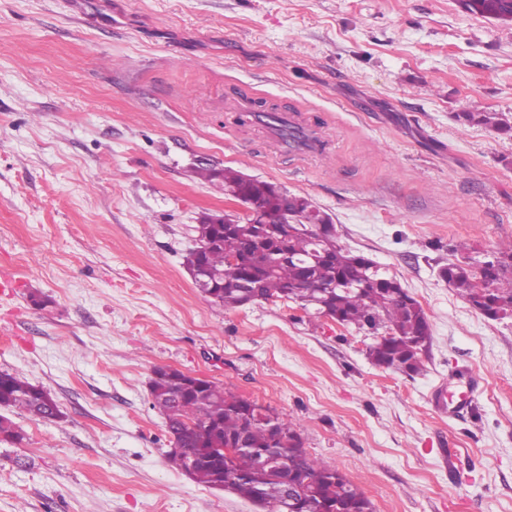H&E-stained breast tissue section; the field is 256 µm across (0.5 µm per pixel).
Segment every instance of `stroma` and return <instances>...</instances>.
I'll list each match as a JSON object with an SVG mask.
<instances>
[{
    "label": "stroma",
    "instance_id": "stroma-1",
    "mask_svg": "<svg viewBox=\"0 0 512 512\" xmlns=\"http://www.w3.org/2000/svg\"><path fill=\"white\" fill-rule=\"evenodd\" d=\"M247 100L322 153L241 121ZM459 112L512 113V22L458 0H0V371L63 413L11 412L0 512H257L169 461L161 366L297 423L374 512H512V317L438 276L459 242H512V133ZM203 165L308 198L395 277L431 326L422 372L292 302L205 301L193 227L234 203ZM275 115V119H269L264 115ZM269 134L282 141L288 147L292 148L288 151L297 156H306L307 154L317 151L320 147V140L309 132L308 127L301 125L295 118L294 114L288 112H265L259 114ZM288 126H299L300 130L295 140L285 142L281 139L280 134L282 130ZM280 141V142H281Z\"/></svg>",
    "mask_w": 512,
    "mask_h": 512
}]
</instances>
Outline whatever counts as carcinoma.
I'll return each mask as SVG.
<instances>
[{
	"label": "carcinoma",
	"mask_w": 512,
	"mask_h": 512,
	"mask_svg": "<svg viewBox=\"0 0 512 512\" xmlns=\"http://www.w3.org/2000/svg\"><path fill=\"white\" fill-rule=\"evenodd\" d=\"M460 6L482 17L512 21V0H460ZM456 118L471 125L512 133V115L505 112H458ZM199 174L216 181L224 194L235 193L253 203L262 214L286 213L296 224H262L252 215L225 221L224 229L204 213L194 226L196 241L205 243L203 260L210 273L208 291L202 297L226 309L246 305V283H255L264 300L284 299L300 303L320 316L328 314L343 326L359 330L371 327L386 332L375 343L378 362L387 369L416 374L423 367L422 352L431 339L430 324L420 303L405 288L395 286L373 260L341 246L335 225L311 201L282 193L265 180L244 182V174L231 167L220 171L201 168ZM484 262L475 249L452 248V259L440 267V276L473 308L486 313L489 303L512 307V242L491 253ZM152 407L165 418L169 437L198 457L193 480L207 488L224 482L227 492L251 503L279 501L283 484L270 473L256 469V458L274 454L288 464V471L317 496L321 512H373L371 501L344 475L302 450L297 425L275 416V427L255 419L256 407L211 382L184 393L171 376L160 374L150 382ZM49 393L16 372H0V408H16L32 418L48 416ZM234 447L224 468L207 458L220 448Z\"/></svg>",
	"instance_id": "obj_1"
}]
</instances>
